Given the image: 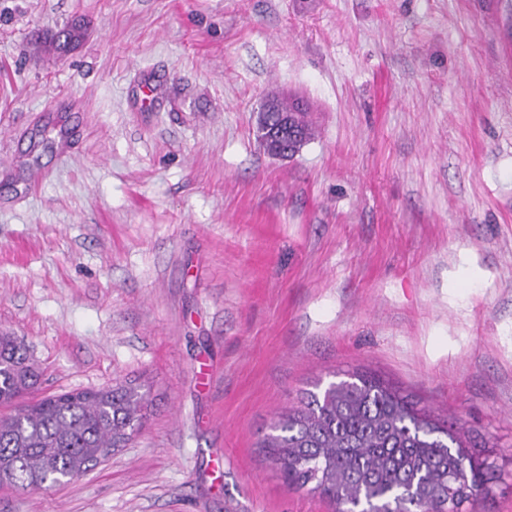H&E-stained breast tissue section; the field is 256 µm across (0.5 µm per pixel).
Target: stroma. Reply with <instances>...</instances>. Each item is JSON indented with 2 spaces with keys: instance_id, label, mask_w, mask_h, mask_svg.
I'll list each match as a JSON object with an SVG mask.
<instances>
[{
  "instance_id": "obj_1",
  "label": "stroma",
  "mask_w": 512,
  "mask_h": 512,
  "mask_svg": "<svg viewBox=\"0 0 512 512\" xmlns=\"http://www.w3.org/2000/svg\"><path fill=\"white\" fill-rule=\"evenodd\" d=\"M271 95L316 128L288 159ZM5 331L38 396L149 408L0 512H333L261 442L353 373L473 429L503 476L461 512H512V0H0ZM288 130V116H286L281 117L279 123L274 128L259 126L257 136L268 153L274 156L288 157L285 153H283L281 147H279L276 143L274 144V140L277 138H282L285 134L288 133Z\"/></svg>"
}]
</instances>
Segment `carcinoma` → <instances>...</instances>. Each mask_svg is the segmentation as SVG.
Wrapping results in <instances>:
<instances>
[{"mask_svg":"<svg viewBox=\"0 0 512 512\" xmlns=\"http://www.w3.org/2000/svg\"><path fill=\"white\" fill-rule=\"evenodd\" d=\"M84 36L71 26L52 47L62 56ZM313 136L304 119L282 146L294 154ZM27 360L24 344L0 336V404L13 407L0 417V484L29 493L78 480L144 426L148 400L131 384L22 401L40 382ZM261 447L288 486L328 498L336 512H460L493 474L469 452L465 426L367 374L304 392L275 413Z\"/></svg>","mask_w":512,"mask_h":512,"instance_id":"1","label":"carcinoma"}]
</instances>
